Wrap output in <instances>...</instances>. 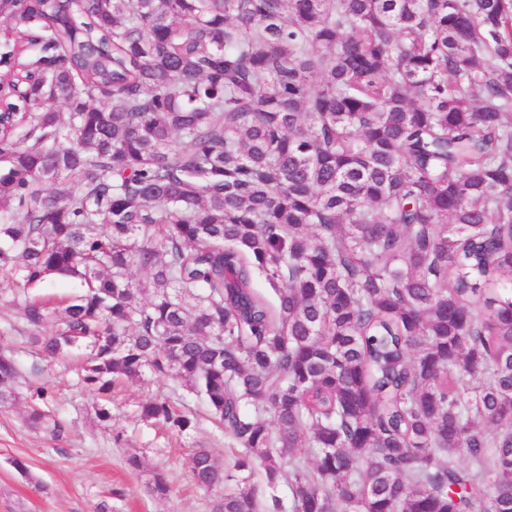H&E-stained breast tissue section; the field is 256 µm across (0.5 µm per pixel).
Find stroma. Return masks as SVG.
Here are the masks:
<instances>
[{
  "label": "stroma",
  "mask_w": 512,
  "mask_h": 512,
  "mask_svg": "<svg viewBox=\"0 0 512 512\" xmlns=\"http://www.w3.org/2000/svg\"><path fill=\"white\" fill-rule=\"evenodd\" d=\"M24 323L17 305L0 299V341L15 351L20 376L17 398L0 405V512H94L106 500L112 512H211V494L196 489L189 473L192 448H211L220 463L231 456L223 431L208 417L206 406L182 393L194 424L177 433L138 416L146 399L170 394L168 381L152 376L127 383L112 394V419L99 421L95 396L78 380L75 360L41 359L22 335ZM48 384L52 418L66 427L52 438L26 422L29 384ZM144 465H129V456ZM25 463L19 472L14 460ZM162 473L170 491L150 492L155 473Z\"/></svg>",
  "instance_id": "35a3bbf8"
}]
</instances>
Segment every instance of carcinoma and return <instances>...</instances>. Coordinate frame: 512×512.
Segmentation results:
<instances>
[{
    "label": "carcinoma",
    "mask_w": 512,
    "mask_h": 512,
    "mask_svg": "<svg viewBox=\"0 0 512 512\" xmlns=\"http://www.w3.org/2000/svg\"><path fill=\"white\" fill-rule=\"evenodd\" d=\"M19 6L4 76L65 105L0 121V298L42 358L204 400L212 512H512V0ZM53 275L84 291L29 295ZM18 376L0 343V405Z\"/></svg>",
    "instance_id": "1"
}]
</instances>
